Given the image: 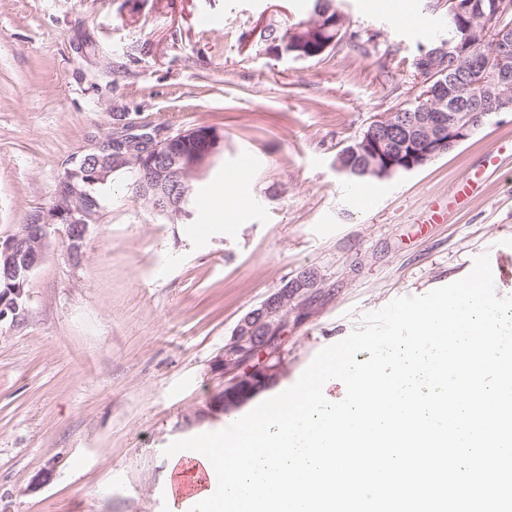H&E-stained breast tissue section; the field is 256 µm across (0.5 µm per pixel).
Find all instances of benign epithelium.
<instances>
[{"label": "benign epithelium", "mask_w": 512, "mask_h": 512, "mask_svg": "<svg viewBox=\"0 0 512 512\" xmlns=\"http://www.w3.org/2000/svg\"><path fill=\"white\" fill-rule=\"evenodd\" d=\"M324 13L307 29H297L276 50L277 55L295 51L292 39L308 38V33L324 24ZM496 65L476 58L468 61L461 74L448 76V70L433 63L423 65L420 107L414 111L385 113L369 126L363 143L354 148L360 165L336 158L343 174L353 171L379 178L409 172L452 150L483 126L481 101L492 86H508L512 74V33L495 37ZM223 137L209 130L193 128L174 135L151 129L149 125L128 126L93 140L89 154L74 157L69 171L70 193L52 209H39L29 217V228L22 234L0 239V268L6 275L29 280L43 261L49 247L51 229L66 225L70 234L83 241L96 225L103 207L92 209L79 202L85 187L105 184L111 175L126 171L153 170L157 178L136 183L137 190L155 213L181 218L188 213L187 185L219 155ZM315 273L303 272L249 310L238 322L233 336L215 360L214 372L224 376V388L206 403L202 418L216 421L246 406L260 393L278 383L284 374L280 357L281 334L288 326L294 302L317 286ZM24 292L13 289L0 299V322L8 318L17 323L26 313ZM266 353L263 364L243 370L256 354Z\"/></svg>", "instance_id": "obj_1"}]
</instances>
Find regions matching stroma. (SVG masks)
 <instances>
[{"label": "stroma", "mask_w": 512, "mask_h": 512, "mask_svg": "<svg viewBox=\"0 0 512 512\" xmlns=\"http://www.w3.org/2000/svg\"><path fill=\"white\" fill-rule=\"evenodd\" d=\"M335 0L351 33L322 57L277 56L264 30L309 21L314 0H0V238L46 206L92 136L130 123L213 125L224 150L191 218L198 235L113 185L73 262L51 238L25 320L0 322V512H173L164 453L222 429L196 412L240 318L305 270L282 340L292 386L364 315L469 274L488 255L512 296V112L424 167L357 189L338 154L374 116L414 103L420 49L447 34L442 0ZM498 166H490V154ZM477 191L419 225L463 178ZM232 182L258 208L216 207Z\"/></svg>", "instance_id": "35a3bbf8"}]
</instances>
